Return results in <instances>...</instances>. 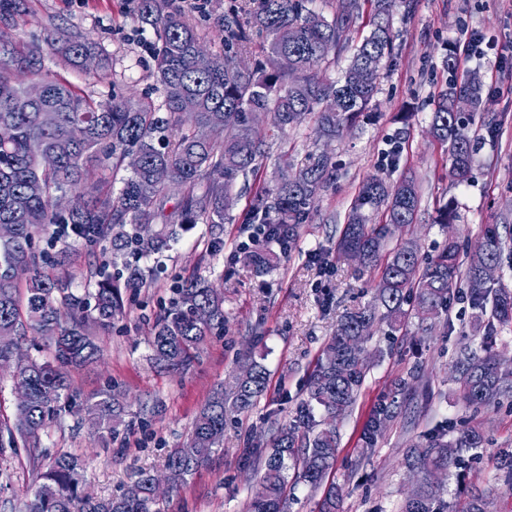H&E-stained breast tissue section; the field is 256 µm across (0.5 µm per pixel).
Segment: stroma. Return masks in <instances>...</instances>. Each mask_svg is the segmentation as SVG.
Masks as SVG:
<instances>
[{
	"label": "stroma",
	"instance_id": "stroma-1",
	"mask_svg": "<svg viewBox=\"0 0 512 512\" xmlns=\"http://www.w3.org/2000/svg\"><path fill=\"white\" fill-rule=\"evenodd\" d=\"M195 26L210 54L224 52V23L242 0H176ZM137 0H24V10L6 24V40L40 49L38 75L18 74L26 84L64 79L81 95L102 100L116 94L138 100L163 99L149 50L152 31L137 21ZM392 26L394 51L382 70L368 108L333 140L320 138L315 120L268 143L257 174L223 224L221 249L209 252L208 225L182 231L171 250L144 259L147 286L109 334L92 332L100 359L71 369L68 377L79 400L95 396L104 383H119L126 395L129 425L124 442L65 415L44 444L54 454L82 459L84 484L97 497L125 492L147 470L164 476L165 459L188 439L192 423L216 388L246 352L262 358L269 388L247 414L227 422L223 440L208 464L180 489L162 492L163 512H245L256 488L257 471L242 465L252 443H266L274 425L290 423L305 397L306 381L333 333L337 319L371 304L377 276L356 262L337 256L335 242L362 182L371 176L390 181L407 176L419 186L420 204L413 237L425 255L435 254L448 234L476 243L481 225H512V0H396ZM62 29L96 41L106 68L84 72L65 66L46 43ZM485 44L469 57H458V73H477L483 83L482 112L493 116L498 136L482 143L472 176L457 184L449 173L444 146L430 134L431 114L452 73L444 65L454 43L470 32ZM315 150L327 152L338 166L335 181L324 189L318 207L287 251L279 267L265 276L238 262L241 242L254 230L250 200L258 187L275 188L280 170L302 166ZM452 205L456 221L437 224V210ZM53 253L67 254L66 273L75 288L87 286L106 255L58 238ZM325 257L317 264L315 254ZM207 278L224 296V334L208 340L198 360L183 374H171L151 360L150 329L155 306L167 300L173 275ZM472 308L465 296L454 299L447 323L432 331L410 326L407 334L374 332L368 349L381 350L368 370L352 412L336 424L340 447L329 483L343 491L342 512H396L415 481L405 454L436 430L457 437L464 424H480L487 442L464 454L463 474L449 472L443 502L448 512H464L472 498L489 501L488 512H512V486L500 466L512 451V397L489 409L474 410L460 398L450 369L460 347L472 339ZM418 368L420 378L402 393L396 379ZM391 404L394 417L372 450H363L360 435L374 407ZM153 414L148 429L139 422ZM44 460L26 451L0 453V512H24Z\"/></svg>",
	"mask_w": 512,
	"mask_h": 512
}]
</instances>
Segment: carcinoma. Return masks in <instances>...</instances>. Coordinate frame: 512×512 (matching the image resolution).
I'll return each mask as SVG.
<instances>
[{
    "label": "carcinoma",
    "instance_id": "1",
    "mask_svg": "<svg viewBox=\"0 0 512 512\" xmlns=\"http://www.w3.org/2000/svg\"><path fill=\"white\" fill-rule=\"evenodd\" d=\"M314 0H255L246 22L224 24V54L200 59L199 36L173 0H139L138 21L155 34L152 58L163 100L132 103L118 96L90 100L64 80L43 82V95L30 100L25 86L10 73H35L40 65L33 51L14 43L0 45V125L12 137L0 143V335L38 336L54 348L51 360L30 359L16 379L29 392L17 405L15 422L0 423V453L23 447L47 456L42 437L62 416L83 410L118 438L126 413L120 387L110 383L93 401L78 402L65 368L97 360L100 349L88 330H112L123 316L122 291L131 294L146 287L140 259L168 250L178 230L192 224L220 228L238 176L255 169L265 154L268 133L250 124L248 114L264 109L279 131L301 125L313 117L322 135L332 138L352 124L370 103L375 80L392 56L393 0H370L371 29L357 44L348 32L360 17L362 0H338L332 17L312 7ZM257 35L267 40L265 60L249 72L237 66L241 50ZM53 45L68 64L83 66L87 55L105 59L96 43L78 34L54 37ZM350 53L341 78L326 81L322 64ZM469 98L471 110L455 111V99ZM335 96L340 108L327 112L325 98ZM482 102V83L475 73L450 81L431 115L434 139L447 147L449 172L458 183L471 177L479 135L472 132ZM56 157L54 168L39 169L40 154ZM139 155L138 165L115 191L101 176L110 169L127 168L128 156ZM164 169L167 181L185 189L171 212H166L165 187L155 179ZM335 165L324 153H312L290 181L270 192L254 193L251 223L263 225V238L283 246L293 243L309 222L320 192L333 177ZM38 179L44 192L33 195L30 181ZM82 187L76 205L67 213L52 207L53 197L68 188ZM419 194L414 182L394 184L372 176L362 184L346 224L336 242V254L351 256L378 270L374 302L350 312L336 324L310 374L307 399L293 422L275 428L266 447L248 450L244 464L261 471L248 512H288V484L320 485L336 461L339 437L332 422L347 415L358 400L373 355L365 344L366 330L384 324L390 332L407 327L414 318L431 329L443 320L451 300L464 294L476 310L474 330L487 337L497 328H512V292L496 288L482 278L487 263L501 266L506 241L499 225L484 224L480 238L485 251L470 254L458 238H449L434 255L420 253L416 243L396 241L395 230L415 223ZM382 211L384 222L370 223L364 209ZM51 226L67 236L105 253L112 251V268L96 273L94 288L73 290L72 282L52 272L66 262L34 247L35 238ZM242 261L258 275L267 274L278 256L253 243L241 251ZM27 278L11 276L15 266ZM172 297L159 309L150 346L154 363L171 372L189 369L199 347L212 336L224 335V299L204 278H176ZM251 373H232L228 389L216 391L196 416L190 438L174 449L166 461L175 486L208 463L224 436L226 417L255 408L268 387V369L246 357ZM453 372L461 398L474 409L500 402L512 394V365L497 358L491 347L460 348ZM320 408L330 423L315 420ZM390 406L378 405L366 421L361 441L374 447L391 421ZM485 437L477 425L467 427L453 442L432 434L408 449V466L417 476V491L407 497L400 512H440L443 487L434 472L464 464L463 452L481 448ZM454 449L448 455V449ZM293 480H288V471ZM83 464L79 458L49 457L46 470L25 512H160L149 492L137 498L87 500L83 496Z\"/></svg>",
    "mask_w": 512,
    "mask_h": 512
}]
</instances>
